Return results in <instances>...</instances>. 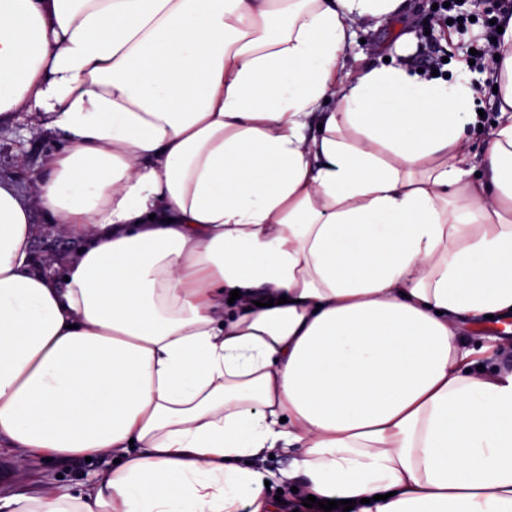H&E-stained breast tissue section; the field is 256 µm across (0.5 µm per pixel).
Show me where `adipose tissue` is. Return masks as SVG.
<instances>
[{"label": "adipose tissue", "instance_id": "adipose-tissue-1", "mask_svg": "<svg viewBox=\"0 0 512 512\" xmlns=\"http://www.w3.org/2000/svg\"><path fill=\"white\" fill-rule=\"evenodd\" d=\"M403 3L0 0V125L63 143L0 181V446L114 460L0 512H512V369L461 335L512 311V16L466 181L471 80L339 69ZM48 223L42 214L33 215L32 252L38 260L49 257L62 266L78 249L79 241L60 234L55 224Z\"/></svg>", "mask_w": 512, "mask_h": 512}]
</instances>
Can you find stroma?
<instances>
[{
  "instance_id": "1",
  "label": "stroma",
  "mask_w": 512,
  "mask_h": 512,
  "mask_svg": "<svg viewBox=\"0 0 512 512\" xmlns=\"http://www.w3.org/2000/svg\"><path fill=\"white\" fill-rule=\"evenodd\" d=\"M436 0H406L405 24L396 27L386 22L377 28H357L355 38L346 47L340 62L345 70L357 71L392 58L395 62L422 70L424 76L472 73L475 106L482 109L478 125L469 127L466 135L471 152L462 167L468 174L483 171L484 145L495 127L497 81L488 67L471 63V48L484 45V34L490 22L501 16L489 0H466L464 20H450L448 12L437 9ZM61 147L60 140L34 123L27 114H19L11 125L0 126V179L11 181L20 195H28L32 181L51 154ZM32 252L36 258H52L64 264L78 249L79 241L60 234L56 225L42 214L33 216ZM101 459L85 461H50L35 458L18 466L9 449L0 447V495L37 488L46 483L58 488H78L91 481L104 467Z\"/></svg>"
}]
</instances>
